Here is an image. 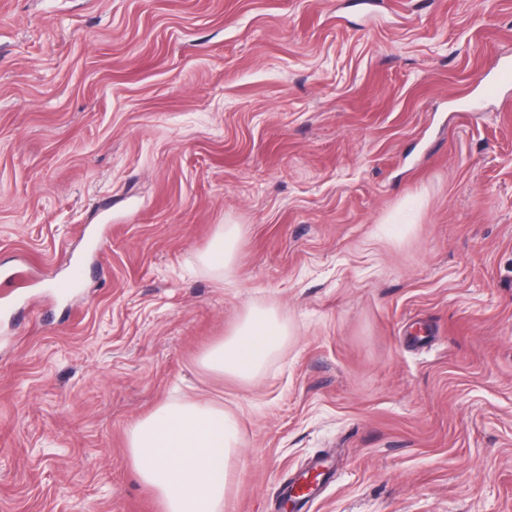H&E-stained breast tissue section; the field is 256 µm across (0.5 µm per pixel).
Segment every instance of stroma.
I'll list each match as a JSON object with an SVG mask.
<instances>
[{
    "label": "stroma",
    "mask_w": 512,
    "mask_h": 512,
    "mask_svg": "<svg viewBox=\"0 0 512 512\" xmlns=\"http://www.w3.org/2000/svg\"><path fill=\"white\" fill-rule=\"evenodd\" d=\"M502 60L512 0H0V512H161L128 432L217 397L228 512L316 457L310 512H512ZM252 306L290 328L265 371L201 368ZM482 91L485 97H495L503 87L512 84V63L503 62L486 74ZM242 234L243 228L239 224L221 225L202 253L203 264L217 279H223L224 271L234 262Z\"/></svg>",
    "instance_id": "stroma-1"
}]
</instances>
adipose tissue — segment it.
Listing matches in <instances>:
<instances>
[{"instance_id": "ef3b65f1", "label": "adipose tissue", "mask_w": 512, "mask_h": 512, "mask_svg": "<svg viewBox=\"0 0 512 512\" xmlns=\"http://www.w3.org/2000/svg\"><path fill=\"white\" fill-rule=\"evenodd\" d=\"M243 228L225 224L201 255L223 278L234 262ZM289 329L272 308H248L233 331L206 349L199 362L241 382L257 377L287 341ZM238 407L219 402L159 405L129 431L127 448L140 480L156 494L162 512H225L226 489L240 444Z\"/></svg>"}]
</instances>
